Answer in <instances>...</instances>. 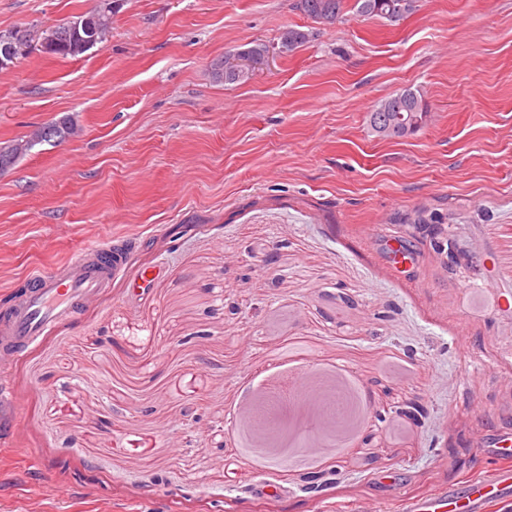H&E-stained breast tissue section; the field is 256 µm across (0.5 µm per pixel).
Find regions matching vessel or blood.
<instances>
[{
  "mask_svg": "<svg viewBox=\"0 0 512 512\" xmlns=\"http://www.w3.org/2000/svg\"><path fill=\"white\" fill-rule=\"evenodd\" d=\"M129 261L128 252L106 242L86 247L52 271L30 273L12 305L0 309V363L21 356L56 324L80 315L123 274ZM510 496L512 469L496 468L459 488L403 498L401 512H483L489 502Z\"/></svg>",
  "mask_w": 512,
  "mask_h": 512,
  "instance_id": "1",
  "label": "vessel or blood"
}]
</instances>
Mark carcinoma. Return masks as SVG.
Wrapping results in <instances>:
<instances>
[{
  "label": "carcinoma",
  "instance_id": "carcinoma-1",
  "mask_svg": "<svg viewBox=\"0 0 512 512\" xmlns=\"http://www.w3.org/2000/svg\"><path fill=\"white\" fill-rule=\"evenodd\" d=\"M418 2L419 0H353V4L349 6L347 0H296L295 8L324 26L335 24L348 9L364 19L382 18L395 23L415 12ZM87 28L96 29V42H103L112 30V13L104 14L97 9L75 21L55 26L42 37V52L61 58H75L84 54L92 48L87 40L88 33L85 32ZM280 36L288 38V50L293 51L311 41L315 31L287 27ZM19 39H25L28 46H33L34 29L25 25L0 31V45ZM398 112L412 113L413 121L407 125L389 123L388 119ZM427 114L428 107L420 92L407 88L374 103L369 113V127L372 133L384 139L406 138L420 130L422 119ZM42 128L46 141L54 139L63 142L81 132L78 122L70 116L44 123ZM28 149L27 143L22 145L0 142V170L4 172L11 168Z\"/></svg>",
  "mask_w": 512,
  "mask_h": 512
}]
</instances>
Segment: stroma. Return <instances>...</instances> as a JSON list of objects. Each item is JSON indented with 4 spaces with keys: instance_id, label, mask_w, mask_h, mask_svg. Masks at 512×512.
<instances>
[{
    "instance_id": "obj_1",
    "label": "stroma",
    "mask_w": 512,
    "mask_h": 512,
    "mask_svg": "<svg viewBox=\"0 0 512 512\" xmlns=\"http://www.w3.org/2000/svg\"><path fill=\"white\" fill-rule=\"evenodd\" d=\"M99 2L0 0V30ZM118 3L82 57L0 69V142L83 128L0 173V305L31 269L134 242L123 277L0 372L23 424L0 429V512H399L481 474L475 430L512 428V313L493 310L512 295V0L348 11L288 54L280 31L313 26L295 0ZM253 41L271 51L251 80L214 81ZM404 88L426 124L376 137L374 102ZM393 238L415 256L398 272ZM295 380L341 391L345 417L270 399ZM261 395L273 440L245 419ZM419 0H353L349 11L364 19L382 18L398 22L417 10ZM40 126H42L41 128L45 132V137L42 141L56 139L57 142H63L78 136L82 130L78 122L70 116L62 117Z\"/></svg>"
}]
</instances>
